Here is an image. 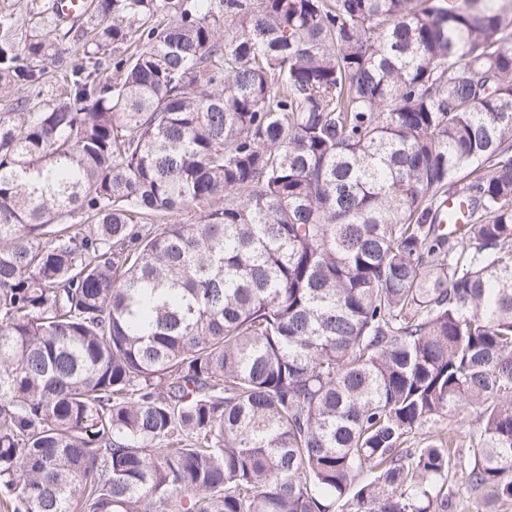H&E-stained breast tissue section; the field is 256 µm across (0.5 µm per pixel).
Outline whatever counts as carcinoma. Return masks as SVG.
I'll use <instances>...</instances> for the list:
<instances>
[{"label":"carcinoma","mask_w":512,"mask_h":512,"mask_svg":"<svg viewBox=\"0 0 512 512\" xmlns=\"http://www.w3.org/2000/svg\"><path fill=\"white\" fill-rule=\"evenodd\" d=\"M25 15L3 512H512V0Z\"/></svg>","instance_id":"carcinoma-1"}]
</instances>
